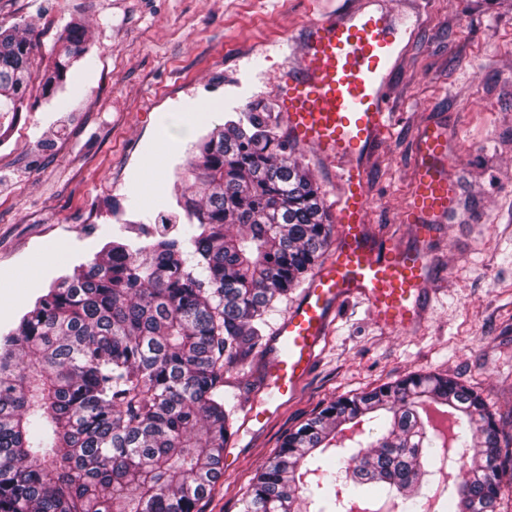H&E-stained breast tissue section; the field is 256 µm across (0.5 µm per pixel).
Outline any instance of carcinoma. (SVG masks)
Returning a JSON list of instances; mask_svg holds the SVG:
<instances>
[{
	"label": "carcinoma",
	"instance_id": "1",
	"mask_svg": "<svg viewBox=\"0 0 512 512\" xmlns=\"http://www.w3.org/2000/svg\"><path fill=\"white\" fill-rule=\"evenodd\" d=\"M82 24L58 38L55 70L35 76L29 28L0 29V113L17 118L87 53ZM188 224L131 248L120 240L58 278L0 336V512H197L222 476L233 420L224 368L264 340L272 303L298 286L332 227L305 168L261 112L196 144ZM457 419L456 467L440 512H502L512 450L482 395L414 373L342 397L288 432L241 499V512H353L397 494L428 512L437 447L426 406ZM352 476L336 469L346 428Z\"/></svg>",
	"mask_w": 512,
	"mask_h": 512
}]
</instances>
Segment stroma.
<instances>
[{
    "instance_id": "obj_1",
    "label": "stroma",
    "mask_w": 512,
    "mask_h": 512,
    "mask_svg": "<svg viewBox=\"0 0 512 512\" xmlns=\"http://www.w3.org/2000/svg\"><path fill=\"white\" fill-rule=\"evenodd\" d=\"M356 0H0V27L30 26L36 68L72 22L88 51L53 95L33 93L0 141V334L58 276L120 239L139 247L185 222L173 185L199 138L228 116L277 110V75L306 21ZM416 16L392 77V118L367 157L366 222L381 242L415 247L403 221L418 143L446 129L458 195L429 245L430 312L418 330L377 326L342 305L299 395L266 425V351L226 369L235 434L200 512L240 500L282 438L324 404L435 373L478 390L512 435V0H389Z\"/></svg>"
}]
</instances>
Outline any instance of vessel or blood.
Wrapping results in <instances>:
<instances>
[{
  "mask_svg": "<svg viewBox=\"0 0 512 512\" xmlns=\"http://www.w3.org/2000/svg\"><path fill=\"white\" fill-rule=\"evenodd\" d=\"M413 31L407 18L387 10H338L302 29L299 56L278 78L289 139L340 167L339 236L332 257L267 343L270 395L251 415L257 424H266L300 393L343 303H367L374 320L388 328L411 329L424 317L431 267L425 244L433 218L446 213L455 192L442 171L439 128L428 129L419 143L407 221L420 246L378 245L366 226L364 160L389 132L390 78Z\"/></svg>",
  "mask_w": 512,
  "mask_h": 512,
  "instance_id": "obj_1",
  "label": "vessel or blood"
}]
</instances>
